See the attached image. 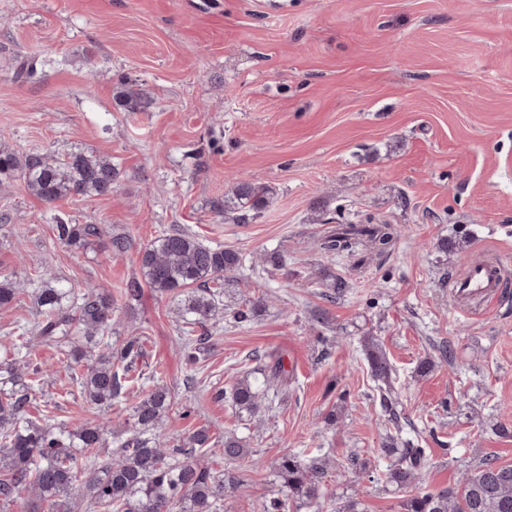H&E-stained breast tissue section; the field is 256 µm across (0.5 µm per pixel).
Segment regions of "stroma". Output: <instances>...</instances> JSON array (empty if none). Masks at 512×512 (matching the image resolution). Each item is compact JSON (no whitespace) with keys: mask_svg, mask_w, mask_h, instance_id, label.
Listing matches in <instances>:
<instances>
[{"mask_svg":"<svg viewBox=\"0 0 512 512\" xmlns=\"http://www.w3.org/2000/svg\"><path fill=\"white\" fill-rule=\"evenodd\" d=\"M0 0V146L46 154L92 151L119 171L112 195L64 201L75 223L105 238L60 244L50 209L18 180L0 182V277L20 283L0 310V339L35 325L34 271L75 290L109 295L113 342L145 339L140 362L175 396L168 437L200 426L245 440L250 455L225 463L246 480L224 512H260L277 491L286 454L330 453L335 469L320 512L360 499L366 512H400L399 495L374 478L394 425L428 451L426 490L454 486L484 458L512 464V298L464 320L447 276L477 251L512 262V0ZM50 57L33 81L21 61ZM128 80L151 100L145 112L115 103ZM247 180L269 189L261 216L239 223L212 205ZM393 224L391 253L327 258L317 247L335 216ZM169 228L237 250L244 261L224 293L230 307L263 299L251 321H220L211 347L188 363L176 305L143 289L138 247ZM112 233L134 248L115 258ZM348 286L326 299L329 276ZM373 338L395 368L392 411L376 398L364 351ZM451 349L452 361L439 358ZM38 405L73 428L95 417L108 442L123 436L133 399L95 407L58 361ZM282 356L293 382L256 415L214 393ZM435 360L417 374L424 357ZM336 422H328L329 413ZM366 460L368 471L346 464Z\"/></svg>","mask_w":512,"mask_h":512,"instance_id":"35a3bbf8","label":"stroma"}]
</instances>
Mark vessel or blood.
Listing matches in <instances>:
<instances>
[{"mask_svg":"<svg viewBox=\"0 0 512 512\" xmlns=\"http://www.w3.org/2000/svg\"><path fill=\"white\" fill-rule=\"evenodd\" d=\"M508 270L511 269L496 257L479 254L470 259L448 281L459 311L473 318L497 309Z\"/></svg>","mask_w":512,"mask_h":512,"instance_id":"vessel-or-blood-1","label":"vessel or blood"}]
</instances>
